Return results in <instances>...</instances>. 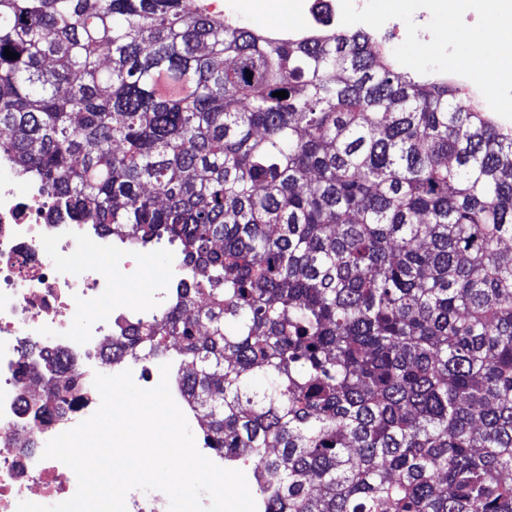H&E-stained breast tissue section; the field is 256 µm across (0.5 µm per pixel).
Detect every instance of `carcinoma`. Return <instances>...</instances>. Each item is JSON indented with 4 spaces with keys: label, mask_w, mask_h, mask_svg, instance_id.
Masks as SVG:
<instances>
[{
    "label": "carcinoma",
    "mask_w": 512,
    "mask_h": 512,
    "mask_svg": "<svg viewBox=\"0 0 512 512\" xmlns=\"http://www.w3.org/2000/svg\"><path fill=\"white\" fill-rule=\"evenodd\" d=\"M0 128L54 207L181 245L193 287L112 348L175 358L206 447L254 460L268 512H512L498 114L363 29L282 40L185 0H0ZM62 369L45 361L33 420L76 401Z\"/></svg>",
    "instance_id": "1"
}]
</instances>
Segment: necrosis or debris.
Returning a JSON list of instances; mask_svg holds the SVG:
<instances>
[{
    "label": "necrosis or debris",
    "mask_w": 512,
    "mask_h": 512,
    "mask_svg": "<svg viewBox=\"0 0 512 512\" xmlns=\"http://www.w3.org/2000/svg\"><path fill=\"white\" fill-rule=\"evenodd\" d=\"M146 257V251L51 211L42 187L20 184L0 154V512H16L23 500L49 506L75 494L74 472L43 451L97 410L95 374L128 369L134 379L147 373L159 380V369L145 371L138 360L109 352L120 327L153 318L182 281L181 267H174L138 304H126L124 285ZM107 296L112 307L104 311ZM48 355L79 376L84 394L65 415L33 423L22 407Z\"/></svg>",
    "instance_id": "necrosis-or-debris-1"
}]
</instances>
